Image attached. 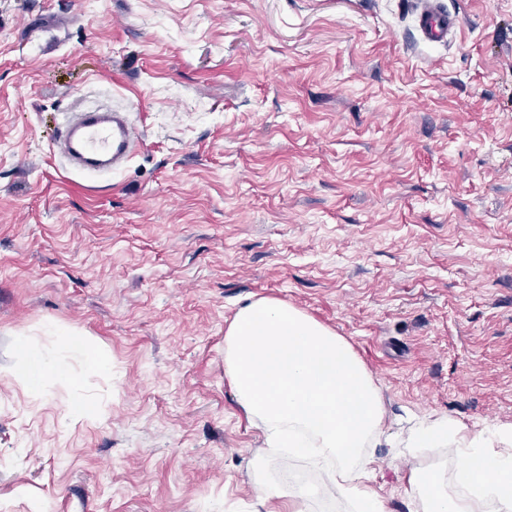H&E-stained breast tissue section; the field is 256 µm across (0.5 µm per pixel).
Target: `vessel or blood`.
Listing matches in <instances>:
<instances>
[{
  "instance_id": "obj_1",
  "label": "vessel or blood",
  "mask_w": 512,
  "mask_h": 512,
  "mask_svg": "<svg viewBox=\"0 0 512 512\" xmlns=\"http://www.w3.org/2000/svg\"><path fill=\"white\" fill-rule=\"evenodd\" d=\"M418 34L427 42H441L458 28L459 19L438 0H420ZM73 117L59 135L62 153L74 163L80 174L115 169L117 163L130 160L141 145L137 128L121 110L98 106L94 108L74 102Z\"/></svg>"
}]
</instances>
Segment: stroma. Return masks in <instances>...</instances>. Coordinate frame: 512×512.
Returning <instances> with one entry per match:
<instances>
[{
	"instance_id": "stroma-1",
	"label": "stroma",
	"mask_w": 512,
	"mask_h": 512,
	"mask_svg": "<svg viewBox=\"0 0 512 512\" xmlns=\"http://www.w3.org/2000/svg\"><path fill=\"white\" fill-rule=\"evenodd\" d=\"M0 0V512H289L285 451L224 374L239 307L287 302L379 388L385 512L406 445L512 427V0ZM143 146L77 175L74 100ZM50 360L38 386L29 352ZM418 10V34L423 41L442 42L459 27L460 20L439 1H419Z\"/></svg>"
}]
</instances>
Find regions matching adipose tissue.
<instances>
[{"instance_id":"adipose-tissue-1","label":"adipose tissue","mask_w":512,"mask_h":512,"mask_svg":"<svg viewBox=\"0 0 512 512\" xmlns=\"http://www.w3.org/2000/svg\"><path fill=\"white\" fill-rule=\"evenodd\" d=\"M224 373L237 400L273 448H297L315 466L324 496L353 502L358 512H384L366 485L360 461L384 434L379 390L351 346L288 303L259 298L242 306L224 333ZM413 445L457 455L462 498L448 491L440 469L408 477L420 512H473L488 499L512 512V448L485 452L479 438L448 422L418 427Z\"/></svg>"}]
</instances>
